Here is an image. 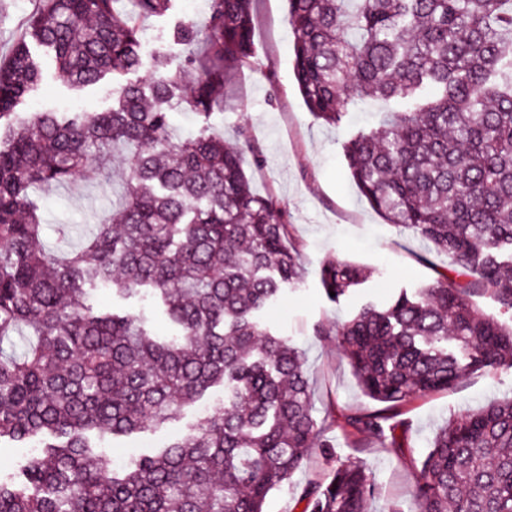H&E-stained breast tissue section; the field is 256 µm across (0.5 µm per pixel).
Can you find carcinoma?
<instances>
[{"instance_id": "cac0c4a2", "label": "carcinoma", "mask_w": 512, "mask_h": 512, "mask_svg": "<svg viewBox=\"0 0 512 512\" xmlns=\"http://www.w3.org/2000/svg\"><path fill=\"white\" fill-rule=\"evenodd\" d=\"M287 2L294 77L314 118L335 126L359 102L380 105V123L344 145L353 182L388 223L456 263L454 277L403 288L338 330L363 393L384 408L332 422L382 437L387 413L512 367V324L464 298L490 291L512 312V0ZM116 3L36 0L0 61V442L38 441L22 479H0V512H263L321 424L301 352L258 318L303 278L286 211L246 174L263 156L209 123L224 64L254 52L253 0H209L202 31L171 34L203 53L156 54L148 81L134 77L140 23L175 0ZM33 43L75 89L126 77L112 107L20 113L42 78ZM175 99L202 120L190 140L171 129ZM116 160L128 175L112 212L78 246L61 224L44 247L40 194L96 182ZM367 279L346 261L321 274L333 301ZM95 284L153 299L178 333L156 339L136 314L98 312ZM217 385L224 402L135 468L118 472L95 451L91 434L162 426ZM370 493L365 468L340 463L305 492V512H368ZM416 497L419 512H512V396L438 429Z\"/></svg>"}]
</instances>
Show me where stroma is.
Listing matches in <instances>:
<instances>
[{"instance_id": "obj_1", "label": "stroma", "mask_w": 512, "mask_h": 512, "mask_svg": "<svg viewBox=\"0 0 512 512\" xmlns=\"http://www.w3.org/2000/svg\"><path fill=\"white\" fill-rule=\"evenodd\" d=\"M208 8V0H177L165 15L143 21L145 61H152L160 51L175 60L186 56L189 46L174 43L170 34L187 23L204 27ZM254 13L255 54L250 64L226 66L224 99L210 122L225 139L245 138L260 149L263 165L248 167L247 174L258 193L273 194L285 205L290 240L301 252L303 281L288 287L263 320L302 349L316 418L333 409L351 415L372 413L381 405L359 387L341 354L337 325L365 303L383 301L399 289L416 288L452 272L455 262L384 221L360 195L342 144L359 126L373 122V112L365 108L349 112L333 127L316 121L293 76L294 36L284 0H255ZM33 53L42 67L43 83L32 111L102 112L111 106L112 79L76 93L58 76L51 54L38 46ZM110 207L108 193L97 185L78 181L57 188L43 199V237L47 244H55L57 225L87 229L97 213ZM334 259L370 273L365 284L338 303L329 300L321 284L324 264ZM92 299L99 309L140 315L153 334L173 332L151 301L122 299L104 286L94 287ZM506 395H512V367L474 372L452 389L413 401L390 421L403 445L399 452L372 434L353 438L340 428H328L303 467L269 494L264 512H302L303 490L326 485L337 463L351 459L361 460L370 477L369 512H418L417 474L436 430L461 412ZM198 413V407L192 406L156 429L119 439L104 436L98 441V453L106 460L119 452L134 459L152 454L189 433Z\"/></svg>"}]
</instances>
